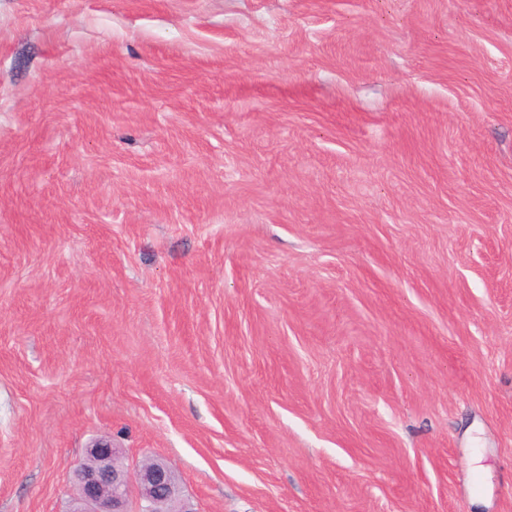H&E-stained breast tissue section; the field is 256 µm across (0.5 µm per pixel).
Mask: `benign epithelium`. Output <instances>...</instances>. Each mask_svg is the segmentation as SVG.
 Listing matches in <instances>:
<instances>
[{
    "label": "benign epithelium",
    "mask_w": 512,
    "mask_h": 512,
    "mask_svg": "<svg viewBox=\"0 0 512 512\" xmlns=\"http://www.w3.org/2000/svg\"><path fill=\"white\" fill-rule=\"evenodd\" d=\"M74 478L78 497L72 512H170L180 493L167 464L149 459L129 470L117 464L112 443L103 438L87 446Z\"/></svg>",
    "instance_id": "benign-epithelium-1"
}]
</instances>
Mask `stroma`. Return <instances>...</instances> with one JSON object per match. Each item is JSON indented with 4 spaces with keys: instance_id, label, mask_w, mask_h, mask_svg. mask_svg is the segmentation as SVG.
<instances>
[{
    "instance_id": "35a3bbf8",
    "label": "stroma",
    "mask_w": 512,
    "mask_h": 512,
    "mask_svg": "<svg viewBox=\"0 0 512 512\" xmlns=\"http://www.w3.org/2000/svg\"><path fill=\"white\" fill-rule=\"evenodd\" d=\"M95 437L192 512H512V0H0V512Z\"/></svg>"
}]
</instances>
